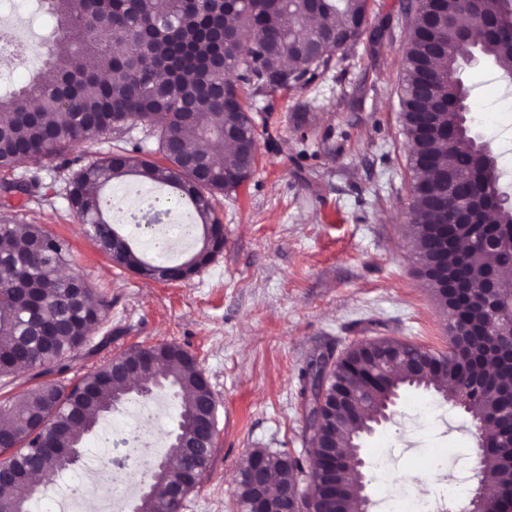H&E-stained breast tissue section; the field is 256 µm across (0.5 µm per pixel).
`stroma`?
<instances>
[{
  "label": "stroma",
  "instance_id": "35a3bbf8",
  "mask_svg": "<svg viewBox=\"0 0 512 512\" xmlns=\"http://www.w3.org/2000/svg\"><path fill=\"white\" fill-rule=\"evenodd\" d=\"M409 0H368L369 25L304 87L245 94L254 119L257 162L237 191L218 195L224 250L185 282L145 279L112 262L85 235L64 197L72 172L114 150L89 140L66 158L20 164L14 177H38L35 194H0V224H38L70 245L68 273L110 303L70 375L135 347L174 343L193 354L216 403V438L206 472L181 512H238L235 478L253 449L304 457L299 373L318 352H344L364 339L396 338L448 347L446 319L416 271L410 245V146L400 93ZM8 23L32 47L28 61L0 75V96L42 68L55 36L40 0H0ZM473 127L512 183V86L486 63L467 65ZM166 186L135 176L113 182L109 215L129 214ZM476 434L465 414L414 387L400 391L396 414L363 437L372 512L414 498L418 512H457L448 485L473 488Z\"/></svg>",
  "mask_w": 512,
  "mask_h": 512
}]
</instances>
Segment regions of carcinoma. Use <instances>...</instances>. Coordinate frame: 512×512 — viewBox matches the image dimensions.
<instances>
[{
	"label": "carcinoma",
	"instance_id": "1",
	"mask_svg": "<svg viewBox=\"0 0 512 512\" xmlns=\"http://www.w3.org/2000/svg\"><path fill=\"white\" fill-rule=\"evenodd\" d=\"M45 14L59 31L44 61L53 80L35 77L11 97L0 98V172L13 169L21 157L64 156L91 139L112 136L119 141L122 129L132 122L148 125L158 136L161 159H142L132 155L138 147L117 146L74 172L66 189L71 210L99 251L139 276L165 282L190 278L224 250L212 199L239 187L257 160L253 118L238 102L243 88L261 92L308 84L319 70L329 68L336 40L355 42L368 24L367 0H320L315 7L309 0H266L263 6L242 0L229 25L224 0H45ZM102 14L111 21L106 31L94 22ZM459 14V0H441L436 13L422 14L412 25L405 54L401 118L413 147L410 239L419 274L433 291L458 265L442 238V225L448 223L444 167L471 172L459 192L477 202L503 193L497 157L481 148L476 133L465 131L453 140L448 136L461 126L460 113L470 111V88L461 76ZM145 26L152 29V38L143 50L138 35ZM480 49L500 73L512 77V25L507 19H492ZM220 54L230 68H241L225 95L218 91L223 76L209 65ZM226 173L236 178L226 181ZM126 176L170 187L176 203L196 213L198 223L190 228L196 249L184 262L144 260L108 221L101 191ZM90 186L95 192L87 191ZM170 212L158 200L147 199L129 218L135 224H162ZM485 219L511 229L512 205L489 209ZM14 235L13 225L0 224V278L13 275L20 265V273L44 291L39 303L23 307L12 289L0 285V378L23 367L35 378L61 375L102 323L109 303L79 277L75 285L60 280L70 252L65 240L38 224L25 225L20 247L12 245ZM492 261L484 249L472 246L465 274L479 283ZM460 318L482 324L488 313L474 303ZM470 346L482 357L492 352L512 359V344L491 337L473 340ZM418 349L411 342L387 340L386 367L366 358L358 343L337 358L328 392L343 389L358 407L338 416L328 404L315 433L306 438L311 469L318 470V480L308 485L314 497L334 496L329 453L350 454L360 434L371 427V415L403 388L439 396L457 389L467 398L465 414L472 422L500 409L492 388L474 387L479 360L459 354L454 336H448V350L430 351L448 364L446 378L414 368ZM143 353L155 360L141 375L143 388L150 391L160 383L181 395L178 434L191 435L210 415L208 381L188 351L160 343L130 349L67 383L44 381L0 402V436L10 438L0 446V467L33 469L49 481L64 473L62 456L81 447L86 434L125 396L112 373ZM211 453V446L201 445L188 457L186 449L172 443L169 467L148 469L155 493L140 499L137 512L181 508L169 495L171 466L192 471L189 492ZM257 462L266 483L285 494L294 492L305 474L301 459L261 449L250 451L240 470ZM485 470L498 478L495 488L486 489L489 512H512V465H504L495 453L487 457ZM363 486L362 472L349 471L340 484L342 496L356 501Z\"/></svg>",
	"mask_w": 512,
	"mask_h": 512
}]
</instances>
